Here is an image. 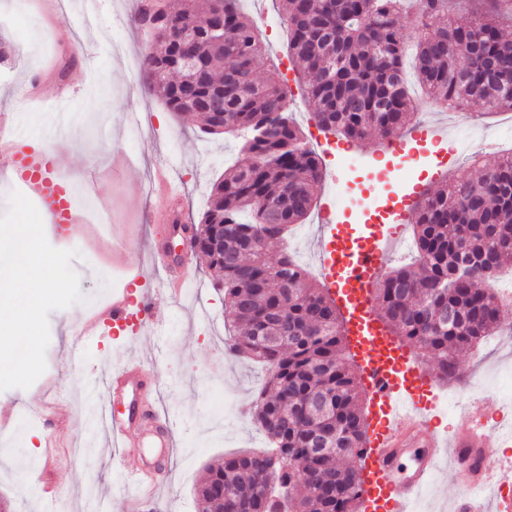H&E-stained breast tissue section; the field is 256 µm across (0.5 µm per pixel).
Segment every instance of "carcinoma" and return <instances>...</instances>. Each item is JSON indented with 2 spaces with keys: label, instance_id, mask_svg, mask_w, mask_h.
Instances as JSON below:
<instances>
[{
  "label": "carcinoma",
  "instance_id": "carcinoma-1",
  "mask_svg": "<svg viewBox=\"0 0 512 512\" xmlns=\"http://www.w3.org/2000/svg\"><path fill=\"white\" fill-rule=\"evenodd\" d=\"M404 0H282L288 48L306 77L304 99L326 132L387 139L417 112L403 78L406 44L414 42L418 81L440 107L512 110V40L491 0L467 24L448 17V0H419L404 31ZM171 22L154 25L150 0L135 21L154 44L141 54L146 88L176 114L192 112L209 134L243 141L245 162L212 189L190 249L224 288L237 334L231 351L269 367L254 419L269 449L224 459L197 490V512H361L352 457L366 441L365 394L350 363L334 300L310 283L286 251L269 245L312 212L324 178L280 96V82L259 79L265 46L239 0H170ZM192 21L186 33V21ZM195 69L183 70V56ZM417 256L390 270L375 288L379 318L401 342L423 351L444 380L456 378L460 356L503 328L496 279H475L474 259L501 272L512 261V154L486 160L427 193L414 223ZM258 284L242 291L241 277ZM288 303V331H274ZM323 401L324 411L304 406ZM335 431L341 454L310 452L319 432Z\"/></svg>",
  "mask_w": 512,
  "mask_h": 512
}]
</instances>
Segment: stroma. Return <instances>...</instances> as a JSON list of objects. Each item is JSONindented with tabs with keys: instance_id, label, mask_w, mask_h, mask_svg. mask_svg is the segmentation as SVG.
<instances>
[{
	"instance_id": "stroma-1",
	"label": "stroma",
	"mask_w": 512,
	"mask_h": 512,
	"mask_svg": "<svg viewBox=\"0 0 512 512\" xmlns=\"http://www.w3.org/2000/svg\"><path fill=\"white\" fill-rule=\"evenodd\" d=\"M263 8L269 18L261 30L267 51L256 68L262 77L285 84L293 106H300L305 78L288 53L281 5L263 0ZM2 14L9 21L0 23V37L11 41L13 50L0 61V114L8 117L0 138L47 153L54 145H69L56 170L79 190L84 209L109 218L112 236L101 239L84 223L44 228L52 247L79 251L72 267L84 300L48 316L49 379L0 391V407L14 414L10 427L0 429V500L6 512H42L41 486L49 481L58 490L59 512H129L138 491L127 486L112 449L105 447L97 413L105 371L137 362L154 371L150 399L173 422L172 448H139L145 458L170 460V472L149 508L195 512V489L208 465L267 446L251 419L264 371L247 356L225 355L233 317L215 273L196 255H186L192 284L183 297L158 307L157 328L137 338L107 332L84 342L78 368L70 362L72 330L87 313V301L124 276L123 258L113 244L130 236L167 243L162 227L171 208L184 214L186 223H198L213 182L239 159V142L201 134L194 117L170 112L160 97L144 91L138 69L128 62L152 44L153 35L132 23L130 0H98L89 16L81 0H70L65 17L56 0H0ZM132 114L146 133L129 135L124 119ZM417 120L444 121L456 132L475 121L492 138L512 126V112L458 119L432 105L420 109ZM300 128L305 137H319L332 147L336 161L324 166L325 174L336 178L331 199L343 224L362 232L384 224L374 199L397 193L401 180L424 190L444 182L431 162L434 141L415 142L418 158H398L386 152L376 134L349 141L321 131L313 120ZM162 179L176 189L175 198H165L158 187ZM497 343L485 355L476 349L465 353L458 379L436 381L439 395L451 393L461 402L460 412L441 415L439 432L453 434L468 414L487 418L500 412L497 394L476 385L485 371L512 365V335L501 334ZM55 401L68 409L56 429L40 420L21 423L24 411Z\"/></svg>"
}]
</instances>
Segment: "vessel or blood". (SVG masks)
Segmentation results:
<instances>
[{
  "label": "vessel or blood",
  "instance_id": "obj_1",
  "mask_svg": "<svg viewBox=\"0 0 512 512\" xmlns=\"http://www.w3.org/2000/svg\"><path fill=\"white\" fill-rule=\"evenodd\" d=\"M11 178L38 202V210L51 224H77L68 185L46 161L44 152L13 144L9 149ZM419 188L401 186L399 199L387 212V232L363 241H346L340 225L329 224L318 242L321 277L339 310L360 383L367 397L366 448L359 457L360 491L364 512H411V503L433 479L440 462L461 477L452 512H486L479 493L494 486L512 487V471L502 470L489 448L496 436L481 422L465 423L453 436L436 434L432 425L438 397L430 372L418 353L396 340L375 314L374 290L390 269L391 250L403 224L415 215ZM123 250H137L142 260L167 263V253L154 242L127 239ZM161 290L144 269L134 271L127 287L116 289L110 301L81 323L77 340L103 330L131 336L147 334L155 325ZM143 374L126 364L112 370L107 390L127 402L122 415L106 414L109 437L119 451L129 446L132 428L147 433L159 448L172 445V422L139 405ZM410 457L409 470L396 463Z\"/></svg>",
  "mask_w": 512,
  "mask_h": 512
}]
</instances>
